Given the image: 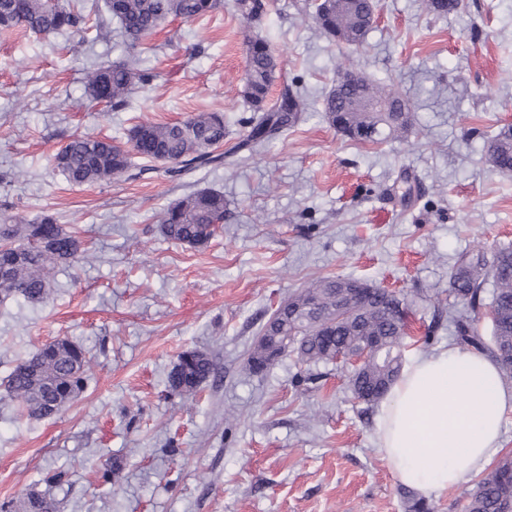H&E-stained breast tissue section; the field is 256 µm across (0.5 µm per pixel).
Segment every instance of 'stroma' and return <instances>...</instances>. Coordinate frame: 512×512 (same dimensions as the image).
<instances>
[{"label": "stroma", "mask_w": 512, "mask_h": 512, "mask_svg": "<svg viewBox=\"0 0 512 512\" xmlns=\"http://www.w3.org/2000/svg\"><path fill=\"white\" fill-rule=\"evenodd\" d=\"M93 2L101 29L0 35V219L53 216L84 248L57 267L45 303H0V383L55 339L90 353L84 390L54 416L0 405V503L22 512L34 492L57 512H407L375 412L346 371L288 355L255 374L247 358L277 303L336 275L406 297L407 355L454 345L448 322L433 321L449 269L471 250L512 246V173L483 160L486 140L512 124V0H463L445 18L422 0H378L350 48L318 31L314 0H268L252 31L224 0L137 49L105 0ZM251 33L279 64L269 101L287 86L306 94L305 122L176 178L142 158L134 181L78 186L54 169L73 136L123 144L134 125L211 110L234 144L252 115L238 94ZM134 54L155 80L126 106L82 108L86 67ZM346 61L410 100L407 137L363 144L328 123L321 96ZM200 190L227 204L211 243L164 237L163 212ZM187 350L210 354L218 375L177 394L167 375ZM114 461L120 472L103 479Z\"/></svg>", "instance_id": "stroma-1"}]
</instances>
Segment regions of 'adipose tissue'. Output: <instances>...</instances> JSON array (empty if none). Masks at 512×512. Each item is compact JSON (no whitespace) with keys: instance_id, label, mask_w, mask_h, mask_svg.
I'll return each mask as SVG.
<instances>
[{"instance_id":"ef3b65f1","label":"adipose tissue","mask_w":512,"mask_h":512,"mask_svg":"<svg viewBox=\"0 0 512 512\" xmlns=\"http://www.w3.org/2000/svg\"><path fill=\"white\" fill-rule=\"evenodd\" d=\"M512 388L489 356L459 346L419 354L377 408L378 444L424 497L481 474L502 443Z\"/></svg>"}]
</instances>
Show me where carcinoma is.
Returning <instances> with one entry per match:
<instances>
[{"instance_id": "carcinoma-1", "label": "carcinoma", "mask_w": 512, "mask_h": 512, "mask_svg": "<svg viewBox=\"0 0 512 512\" xmlns=\"http://www.w3.org/2000/svg\"><path fill=\"white\" fill-rule=\"evenodd\" d=\"M129 46L136 48L169 18H203L221 6V0H106ZM462 0H426L429 12L446 17L457 13ZM238 16L254 26L264 13L262 0H234ZM89 14L63 0H0V32L25 28L45 35L83 33ZM320 32L328 40L345 46L361 44L372 27L368 4L360 0H336L315 16ZM246 76L240 95L259 116L249 120V130L229 149L231 154L268 142L296 127L307 112L306 100L290 88L280 99L267 104L277 62L268 44L247 38ZM156 74L136 62L95 65L86 73L85 96L94 105L113 108L127 104L132 92L150 84ZM389 103L390 112H366L353 106L359 99ZM322 111L336 131L356 142L380 144L398 140L413 125L410 102L387 86L370 82L348 67L341 69L322 102ZM226 136L224 114L199 112L185 121L141 123L129 134L131 148L143 158L171 163L169 175L224 165V154L214 147ZM486 163L493 169L512 172V125L505 124L487 141ZM54 165L72 184L85 185L125 176H139L130 152L112 141L77 135ZM224 194L215 190L190 193L164 212L162 234L190 247L207 245L224 223ZM8 239L0 251V303L18 297L39 304L47 300L54 270L70 263L80 252L79 239L51 215L27 224H11L0 230ZM492 291L488 302L492 336L485 340L475 327L483 306L486 282ZM448 321L454 339L464 347L489 354L498 364L501 381H512V248L499 249L492 258L477 250L466 254L448 271ZM409 306L386 288L348 277L325 276L310 283L284 301L282 325L288 328L290 353L303 363H329L339 353L354 355L371 338L380 340L363 367L350 380L354 398L369 408L376 406L396 380L402 366L401 345L407 329ZM282 357L275 347L258 341L249 357V368L263 372ZM88 351L76 342L58 339L33 356L19 362L0 391V402L13 403L29 417L53 403L63 407L84 386ZM216 373L207 354L185 351L168 374L174 393L191 394ZM464 512H512V457L501 458L474 488L464 489ZM407 512H433L432 504L404 491Z\"/></svg>"}]
</instances>
